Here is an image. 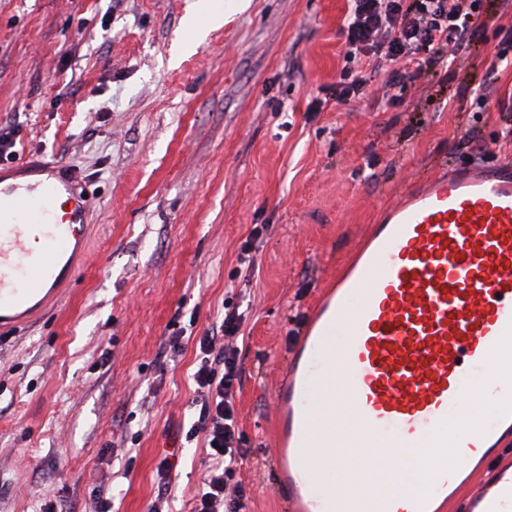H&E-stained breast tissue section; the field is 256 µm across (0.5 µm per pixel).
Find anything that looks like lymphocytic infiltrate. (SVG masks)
I'll return each instance as SVG.
<instances>
[{"label":"lymphocytic infiltrate","instance_id":"f902f5d3","mask_svg":"<svg viewBox=\"0 0 512 512\" xmlns=\"http://www.w3.org/2000/svg\"><path fill=\"white\" fill-rule=\"evenodd\" d=\"M344 19L345 65L334 89L337 101L366 95L362 68L381 63L413 67L416 75L447 68L469 48L482 0H349ZM240 316L225 313L196 345L195 404L199 415L186 433L202 440L203 479L191 512H246L245 490L236 482L244 458L235 417L240 383L237 343Z\"/></svg>","mask_w":512,"mask_h":512}]
</instances>
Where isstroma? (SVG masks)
<instances>
[{
	"label": "stroma",
	"mask_w": 512,
	"mask_h": 512,
	"mask_svg": "<svg viewBox=\"0 0 512 512\" xmlns=\"http://www.w3.org/2000/svg\"><path fill=\"white\" fill-rule=\"evenodd\" d=\"M223 2L199 38V0H0V126L95 198L75 284L0 339V512H150L166 457L190 512L195 344L164 343L243 289L236 479L249 512H282L273 396L318 296L403 184L512 158V68L488 58L512 0H484L469 55L387 108L327 96L347 0Z\"/></svg>",
	"instance_id": "obj_1"
}]
</instances>
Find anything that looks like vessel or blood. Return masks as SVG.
<instances>
[{
	"label": "vessel or blood",
	"instance_id": "1",
	"mask_svg": "<svg viewBox=\"0 0 512 512\" xmlns=\"http://www.w3.org/2000/svg\"><path fill=\"white\" fill-rule=\"evenodd\" d=\"M90 200L66 162L0 164V328L80 271ZM485 390L486 419L456 413ZM353 416L337 424L336 410ZM273 432L287 512H446L458 493L436 473L413 496L390 461L416 445L488 455L512 431V161L410 185L317 299ZM373 463L360 494L321 487L312 456Z\"/></svg>",
	"mask_w": 512,
	"mask_h": 512
}]
</instances>
